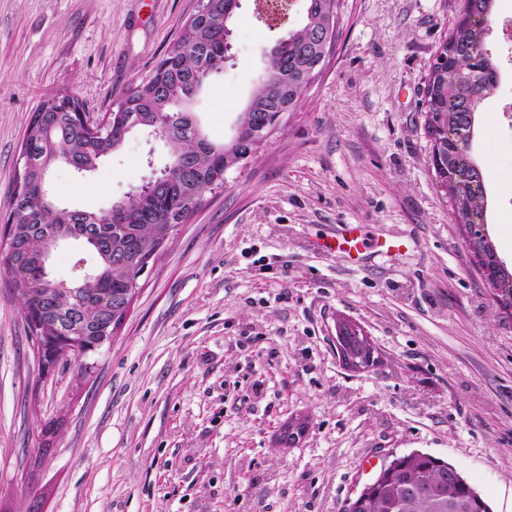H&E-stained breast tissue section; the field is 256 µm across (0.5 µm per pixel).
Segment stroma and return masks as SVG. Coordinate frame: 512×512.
<instances>
[{
    "instance_id": "35a3bbf8",
    "label": "stroma",
    "mask_w": 512,
    "mask_h": 512,
    "mask_svg": "<svg viewBox=\"0 0 512 512\" xmlns=\"http://www.w3.org/2000/svg\"><path fill=\"white\" fill-rule=\"evenodd\" d=\"M199 0H0V215L41 102L112 110L177 43ZM461 0H341L336 45L294 112L206 192L141 276L91 376H40L0 274V512H343L391 455L453 464L512 512V297L477 270L430 169L424 82ZM275 38L242 0L232 61L195 110L228 140ZM512 69L478 115L485 227L512 269ZM163 143L129 136L93 172L50 174L97 209L139 184ZM363 225L371 254L323 248ZM378 359L345 368L337 316ZM58 430L38 454L46 421Z\"/></svg>"
}]
</instances>
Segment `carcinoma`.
<instances>
[{"mask_svg":"<svg viewBox=\"0 0 512 512\" xmlns=\"http://www.w3.org/2000/svg\"><path fill=\"white\" fill-rule=\"evenodd\" d=\"M495 0H462V7L490 22ZM326 0H307L299 25L274 44L265 57L262 76L246 100L238 121L256 129L269 115L281 110L284 99H300L318 57L325 20ZM202 14L183 27L172 49L177 60L163 81L148 74L134 92L135 124L121 133L91 135L73 112H62L53 98L43 101L38 123H28L21 155L25 163L10 201L13 227L0 249V268L10 273L9 283L21 306H29L24 319L35 336H55L66 325L74 336L90 340L102 335L106 324L120 312L127 296L135 295L148 259L155 256L175 229L197 208L203 194L212 190L216 174L245 152L249 144L239 140L213 142L191 112L190 91L199 84L202 71H224L237 10L228 0H205ZM485 27L455 26L441 52L453 45V63L438 66L429 76V107L443 163L466 175L451 189L450 198L460 223L481 206L471 184L485 185L481 167L472 154L476 119L483 101L496 88L498 73L488 72L482 81L471 79L470 61L481 47ZM168 125L167 173L138 192L116 210H72L42 199L39 189L50 171L65 159L85 173L119 151L128 135L149 132L157 124ZM81 240L95 255L93 276L63 282L43 275L45 265L61 240ZM363 494L346 505L345 512H488L489 504L463 477L448 479V462L423 452L397 456Z\"/></svg>","mask_w":512,"mask_h":512,"instance_id":"obj_1","label":"carcinoma"}]
</instances>
